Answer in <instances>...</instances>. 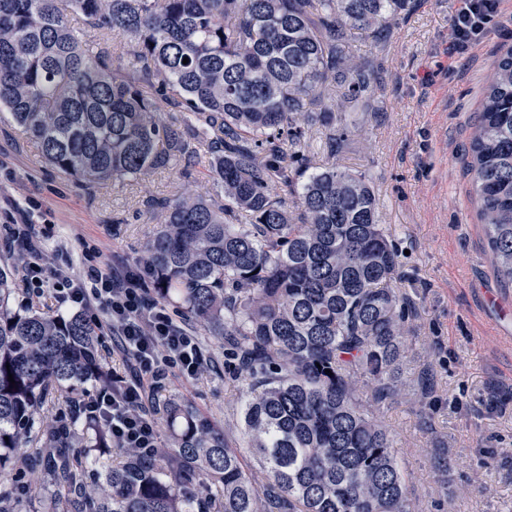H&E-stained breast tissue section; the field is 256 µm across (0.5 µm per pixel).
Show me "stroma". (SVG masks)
<instances>
[{"label": "stroma", "mask_w": 512, "mask_h": 512, "mask_svg": "<svg viewBox=\"0 0 512 512\" xmlns=\"http://www.w3.org/2000/svg\"><path fill=\"white\" fill-rule=\"evenodd\" d=\"M459 0H411L407 18L380 39L354 32L349 52L377 76L371 93L347 96L327 84L336 123L309 128L301 141L312 168L338 165L365 174L378 217L401 250L397 281L412 310V352L402 397L376 417L395 436L417 512H512V291L494 276L467 172L488 75L502 47L512 45V0L481 38L450 49ZM30 194L50 218L49 267L81 271L84 243L113 265L140 269L156 228L155 199L190 193L213 203L224 190L206 160L189 171L160 169L124 183L85 187L40 158L16 125L0 122V194ZM176 317L194 334L207 365L189 379L169 374L160 398L190 403L224 430L241 431V377L224 366V342L206 335L182 308ZM448 455L449 472L433 462Z\"/></svg>", "instance_id": "stroma-1"}]
</instances>
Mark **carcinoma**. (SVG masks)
I'll use <instances>...</instances> for the list:
<instances>
[{"label": "carcinoma", "mask_w": 512, "mask_h": 512, "mask_svg": "<svg viewBox=\"0 0 512 512\" xmlns=\"http://www.w3.org/2000/svg\"><path fill=\"white\" fill-rule=\"evenodd\" d=\"M409 0H0V114L41 157L88 187L173 165L207 147L224 205L159 199L146 270L246 381L244 448L189 404L156 402L172 431L144 457L112 447L108 420L53 424L84 385L111 382L99 329L81 314L12 310L0 268V473L41 472L43 512H415L388 428L369 404L401 393L411 319L392 287L399 249L362 174L307 173L302 125L334 107L306 100L332 81L354 97L373 71L347 32L378 37ZM110 35L78 31L69 15ZM189 59L183 63V59ZM183 113L177 125L159 120ZM494 275L512 288V46L489 76L470 144ZM279 184L293 206L272 194ZM15 386H10L8 374ZM206 475L220 493L203 492Z\"/></svg>", "instance_id": "1"}]
</instances>
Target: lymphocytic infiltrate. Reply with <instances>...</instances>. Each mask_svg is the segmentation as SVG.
<instances>
[{
  "label": "lymphocytic infiltrate",
  "instance_id": "lymphocytic-infiltrate-1",
  "mask_svg": "<svg viewBox=\"0 0 512 512\" xmlns=\"http://www.w3.org/2000/svg\"><path fill=\"white\" fill-rule=\"evenodd\" d=\"M460 2L451 35L455 49L467 47L479 38L500 8V0ZM41 215V205L34 198H0V219L10 225L13 240L28 255L21 275L23 285L39 292L45 287V238L37 222ZM81 262L83 272L79 279L58 274L53 285L57 303L63 308L76 305L86 311L101 309L109 336L137 366L132 380L113 373L117 391L95 394L88 404L93 411L107 412L112 441L117 447L150 450L157 447L159 432L146 405L148 390L171 369L186 377L196 376L203 364L201 348L196 336L165 304L149 300L146 272L118 274L104 260L100 248L92 244L85 245Z\"/></svg>",
  "mask_w": 512,
  "mask_h": 512
}]
</instances>
